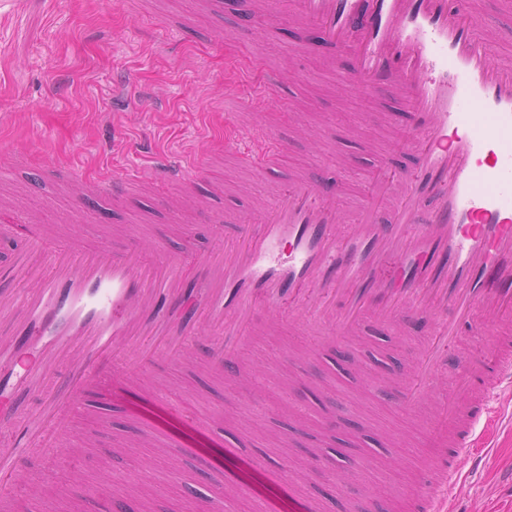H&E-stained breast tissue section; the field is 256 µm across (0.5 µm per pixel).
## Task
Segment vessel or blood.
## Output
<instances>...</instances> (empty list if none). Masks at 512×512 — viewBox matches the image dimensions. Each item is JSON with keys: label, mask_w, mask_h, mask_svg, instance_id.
Here are the masks:
<instances>
[{"label": "vessel or blood", "mask_w": 512, "mask_h": 512, "mask_svg": "<svg viewBox=\"0 0 512 512\" xmlns=\"http://www.w3.org/2000/svg\"><path fill=\"white\" fill-rule=\"evenodd\" d=\"M255 41L269 38L278 19L317 24L330 52L323 72L337 76L343 98L378 97L408 108L407 136L375 130L377 157L364 198L349 204L344 188L318 190L286 176L291 139L318 143L295 112L302 81L287 65L271 69L266 95L293 108L289 136L267 114L248 124L224 115V151L253 182L274 186L253 197L250 209L230 210L224 223L240 230L222 248L184 266L149 235V259L140 245L116 251L57 224H41L29 249L0 268V484L65 492L78 504L89 484L109 486L122 475L101 465L95 481L63 485L51 474L17 469L33 451L78 471L90 442L73 443L67 413L90 388L159 395L148 366L164 353L190 371L199 366L191 341L216 337V361L258 345L261 313L288 317L304 332L364 345L372 321L399 333L401 315L428 316L424 337L404 340L411 358L407 412L420 422L412 439L436 452L416 480V512H459L458 457L489 444L502 408L512 407V61L489 49L496 18L471 0H252ZM353 60L339 73L335 50ZM399 151L416 165L402 174L385 160ZM208 158L202 140L174 161L151 169L128 165L94 178L85 166L50 167L77 179L84 193L112 206L132 192L180 213H208L191 194ZM172 184L186 185L179 195ZM429 211H420L423 200ZM22 204L0 210V237L32 220ZM478 328L479 342L454 392L439 383L435 365L452 352L462 327ZM139 349L120 366L115 354ZM36 405H28V397ZM150 446L145 464L170 448L150 432L111 443L123 457Z\"/></svg>", "instance_id": "1"}]
</instances>
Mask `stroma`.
I'll use <instances>...</instances> for the list:
<instances>
[{
  "instance_id": "1",
  "label": "stroma",
  "mask_w": 512,
  "mask_h": 512,
  "mask_svg": "<svg viewBox=\"0 0 512 512\" xmlns=\"http://www.w3.org/2000/svg\"><path fill=\"white\" fill-rule=\"evenodd\" d=\"M248 0H224L222 16H210L206 0H126L112 7L99 0H0V141L29 153L27 169L0 173V201L28 198L39 205L43 196L55 199L51 215L55 224L68 223L74 196L66 180H46L45 166L95 161L105 169L129 163V156L112 151L113 138L136 141L148 138L150 152L138 155L150 166L183 151L196 137L216 123L219 114H245L259 109L266 73L282 58L291 59L309 91L298 102L312 128L327 127L330 137L346 140L364 117L405 130L402 110L385 99H340L336 81L322 74L319 58L324 49L311 33L280 23L273 36L254 48L251 29L243 21ZM222 28V40L213 37ZM241 73L237 86L225 87L227 70ZM125 117L113 125V111ZM207 171L196 188L214 199L218 209L241 208L237 195L247 174L224 154L223 139H214ZM372 159L358 144L348 143L344 166L328 153L310 156L293 144L285 170L319 180L334 175L360 184ZM90 232L110 242L113 249L127 247V240L112 237L116 224L132 226L135 233H149L170 252L191 259L219 245L221 235H233L235 225L217 229L211 216L176 223L164 210L148 213L139 195L95 223L93 207H86ZM275 364L257 381L259 401L245 399L237 390L234 371L219 368L212 374L189 373L181 366L161 361L157 385L163 395L150 399L147 409L138 406L135 392L113 396L105 420L75 409L78 434L128 436L130 428L152 426L177 446V462L159 464L149 485L153 512H200L212 496L214 482L194 466L191 447L204 443L223 447L217 425L202 423V416L231 409L266 432L280 435L275 445L245 443L224 449V467H242L247 491L232 506L234 512H302L304 503L291 498L275 480V466L288 465L304 484L307 497L319 501L321 512H367L370 482L393 493L411 494L413 479L428 451L405 445L412 419L404 412L403 398L372 397L359 422L375 427L393 439L388 453L369 459L357 457L351 466L350 484L336 481V469L327 466L313 474L311 457L300 451L298 430L319 434L331 402L360 393L357 380L340 373L334 353H322L320 339L281 324L261 345ZM292 355L307 359V374L286 393L280 387L279 361ZM495 449L479 475L465 474L458 488L461 512H512V487L496 483L501 469L512 467V427L495 435Z\"/></svg>"
}]
</instances>
